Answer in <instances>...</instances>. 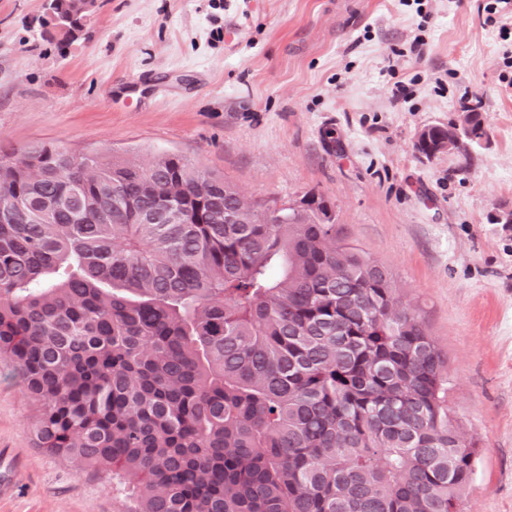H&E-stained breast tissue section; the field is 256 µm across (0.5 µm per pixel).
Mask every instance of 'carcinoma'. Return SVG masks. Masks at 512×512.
Segmentation results:
<instances>
[{"mask_svg": "<svg viewBox=\"0 0 512 512\" xmlns=\"http://www.w3.org/2000/svg\"><path fill=\"white\" fill-rule=\"evenodd\" d=\"M57 12L75 40L85 0ZM2 354L118 512H459L471 482L447 359L333 206L282 220L177 154H0Z\"/></svg>", "mask_w": 512, "mask_h": 512, "instance_id": "1", "label": "carcinoma"}]
</instances>
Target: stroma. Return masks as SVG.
Returning <instances> with one entry per match:
<instances>
[{"mask_svg":"<svg viewBox=\"0 0 512 512\" xmlns=\"http://www.w3.org/2000/svg\"><path fill=\"white\" fill-rule=\"evenodd\" d=\"M491 3L95 0L62 44L42 34L45 0H0V150L175 153L251 200L322 195L447 357L448 407L475 444L462 512H512V229L490 220L512 206V28ZM468 107L488 140L467 171L415 151ZM9 373L0 512H115L111 467L40 448Z\"/></svg>","mask_w":512,"mask_h":512,"instance_id":"obj_1","label":"stroma"}]
</instances>
